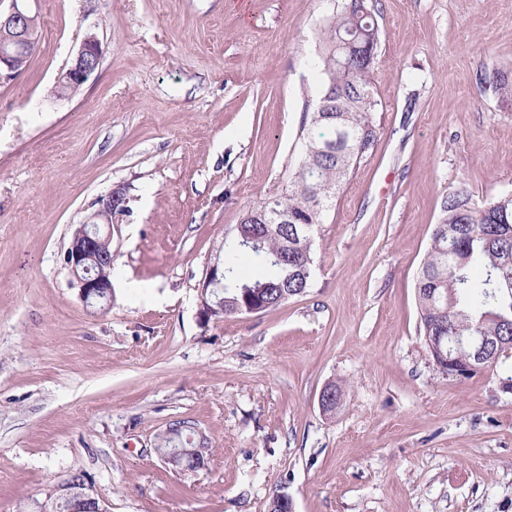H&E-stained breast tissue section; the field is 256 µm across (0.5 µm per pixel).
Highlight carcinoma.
Instances as JSON below:
<instances>
[{"label": "carcinoma", "mask_w": 512, "mask_h": 512, "mask_svg": "<svg viewBox=\"0 0 512 512\" xmlns=\"http://www.w3.org/2000/svg\"><path fill=\"white\" fill-rule=\"evenodd\" d=\"M378 42L369 0H343L319 42L326 113L312 112L309 121L329 136L307 139L286 192L252 210H280L288 225L266 233L260 248L237 244L224 255V298L251 288L274 303L283 292L294 297L309 287L302 270L312 267V242L300 226L322 223L326 206L376 143L369 85ZM417 299L425 336L512 337V195L480 204L464 190L448 196Z\"/></svg>", "instance_id": "obj_1"}]
</instances>
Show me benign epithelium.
Segmentation results:
<instances>
[{"label": "benign epithelium", "mask_w": 512, "mask_h": 512, "mask_svg": "<svg viewBox=\"0 0 512 512\" xmlns=\"http://www.w3.org/2000/svg\"><path fill=\"white\" fill-rule=\"evenodd\" d=\"M13 7L0 15V69L15 73V59L20 52H34L38 33L32 25L34 14L20 0H12ZM102 60L99 39L88 35L70 65L58 78L59 92L73 84H85ZM126 198L122 188L111 190L99 202V207L73 232L65 252V262L78 288L79 298L85 306L99 303L105 309L112 307V225L98 222V214L124 208ZM224 286V263L217 261L209 266L201 287L198 288V308L207 320L224 318V304L220 290ZM448 342L468 347L472 363L464 371L454 370L451 375L462 380L479 373L498 362L502 355L512 350V343L487 336L455 337Z\"/></svg>", "instance_id": "7a95c632"}]
</instances>
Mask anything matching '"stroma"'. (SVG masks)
I'll return each instance as SVG.
<instances>
[{"mask_svg":"<svg viewBox=\"0 0 512 512\" xmlns=\"http://www.w3.org/2000/svg\"><path fill=\"white\" fill-rule=\"evenodd\" d=\"M341 0H28L39 44L0 76V512L75 467L110 512H512V353L443 377L416 280L449 195H512V0H376L377 141L314 229L311 286L206 324L197 288L282 193L323 89ZM99 69L58 78L87 35ZM114 302L91 314L64 262L99 199ZM342 388L335 412L319 394ZM176 420L195 472L155 453Z\"/></svg>","mask_w":512,"mask_h":512,"instance_id":"stroma-1","label":"stroma"}]
</instances>
